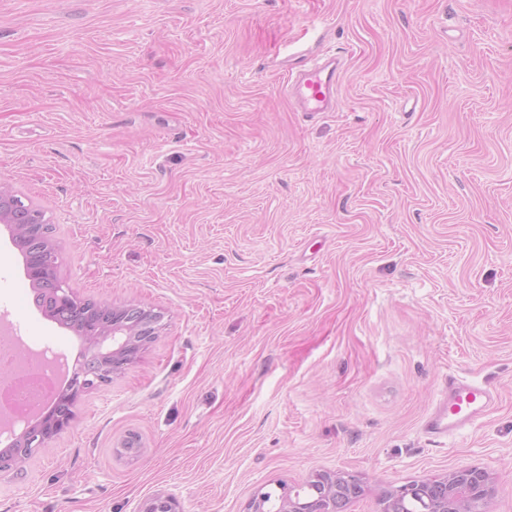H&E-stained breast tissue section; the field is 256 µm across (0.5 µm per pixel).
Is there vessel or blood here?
I'll list each match as a JSON object with an SVG mask.
<instances>
[{
  "label": "vessel or blood",
  "mask_w": 512,
  "mask_h": 512,
  "mask_svg": "<svg viewBox=\"0 0 512 512\" xmlns=\"http://www.w3.org/2000/svg\"><path fill=\"white\" fill-rule=\"evenodd\" d=\"M340 70L335 57H315L307 66L288 75L285 89L293 100L297 111L313 116L332 110ZM496 403L494 393L479 383L449 377L446 389L424 423V433L433 440L474 425Z\"/></svg>",
  "instance_id": "1"
}]
</instances>
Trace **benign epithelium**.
Returning a JSON list of instances; mask_svg holds the SVG:
<instances>
[{
  "instance_id": "benign-epithelium-1",
  "label": "benign epithelium",
  "mask_w": 512,
  "mask_h": 512,
  "mask_svg": "<svg viewBox=\"0 0 512 512\" xmlns=\"http://www.w3.org/2000/svg\"><path fill=\"white\" fill-rule=\"evenodd\" d=\"M0 223L21 226L26 238L38 252L29 275L49 285V298L59 308L73 305L84 307L74 292L59 277L54 252L44 247L48 238L47 220L43 211L23 204L11 190L0 184ZM161 315L135 305L98 303L76 322L78 334L85 339V361L88 370L76 372L65 388L68 402L49 411L44 428L35 434L27 431H6L9 446L0 450V472L19 466L37 449L70 428L73 408L87 390L106 383L98 374L107 359H112V374L121 372L132 363L141 350L157 334ZM318 484L316 495L310 498L288 496L281 500L276 512H346V507L363 493L361 478L345 472L322 471L313 476ZM496 492L492 474L480 467H462L442 477L413 481L390 491L381 503V512H400L402 495L430 496L434 501L431 512H480L488 498ZM140 512H179L175 497L157 494L146 499Z\"/></svg>"
}]
</instances>
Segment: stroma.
Segmentation results:
<instances>
[{"instance_id": "1", "label": "stroma", "mask_w": 512, "mask_h": 512, "mask_svg": "<svg viewBox=\"0 0 512 512\" xmlns=\"http://www.w3.org/2000/svg\"><path fill=\"white\" fill-rule=\"evenodd\" d=\"M300 38L335 111L281 87ZM0 181L77 295L162 315L0 512H245L338 470L379 512L464 466L512 512V0H0ZM0 313L78 366L1 223ZM452 375L497 402L435 443ZM306 65L295 75L288 74L285 90L298 112H304L307 116L330 112L336 102L340 79L336 56H316Z\"/></svg>"}]
</instances>
